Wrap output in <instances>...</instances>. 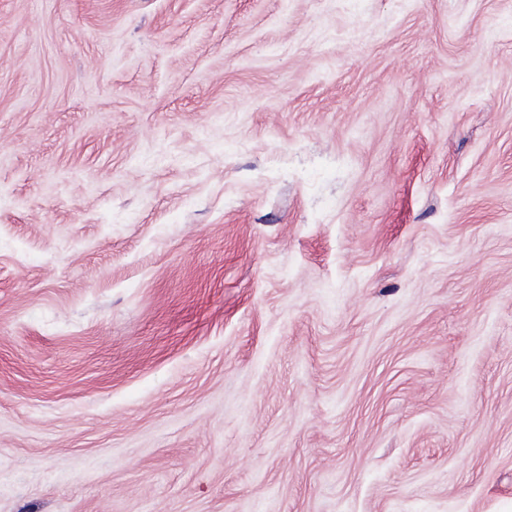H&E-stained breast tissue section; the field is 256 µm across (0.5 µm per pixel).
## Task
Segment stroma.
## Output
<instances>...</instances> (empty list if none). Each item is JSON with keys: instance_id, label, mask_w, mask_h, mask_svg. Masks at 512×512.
Masks as SVG:
<instances>
[{"instance_id": "stroma-1", "label": "stroma", "mask_w": 512, "mask_h": 512, "mask_svg": "<svg viewBox=\"0 0 512 512\" xmlns=\"http://www.w3.org/2000/svg\"><path fill=\"white\" fill-rule=\"evenodd\" d=\"M0 512H512V0H0Z\"/></svg>"}]
</instances>
